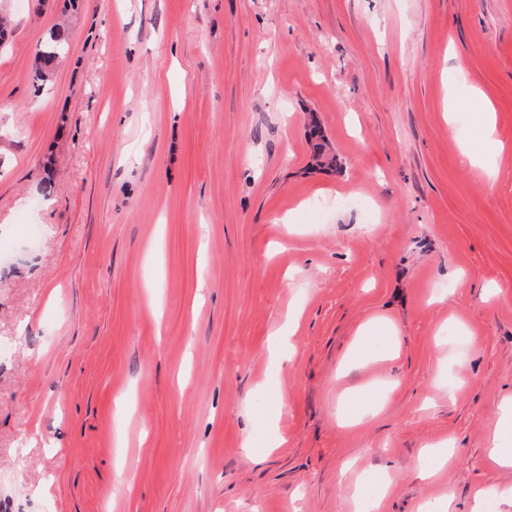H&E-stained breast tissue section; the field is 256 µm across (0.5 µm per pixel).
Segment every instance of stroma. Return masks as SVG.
Returning <instances> with one entry per match:
<instances>
[{
    "instance_id": "1",
    "label": "stroma",
    "mask_w": 512,
    "mask_h": 512,
    "mask_svg": "<svg viewBox=\"0 0 512 512\" xmlns=\"http://www.w3.org/2000/svg\"><path fill=\"white\" fill-rule=\"evenodd\" d=\"M0 15V507L357 512L361 470L391 481L379 512L495 496L512 0H0ZM60 23L71 44L35 89ZM454 96L494 108L500 149L481 164ZM312 111L343 175L308 168ZM292 308L294 355L270 363ZM373 319L397 358L346 362ZM372 378L396 387L342 424L339 395ZM273 379L285 442L260 458L245 438ZM432 444L456 452L434 475L416 465Z\"/></svg>"
}]
</instances>
